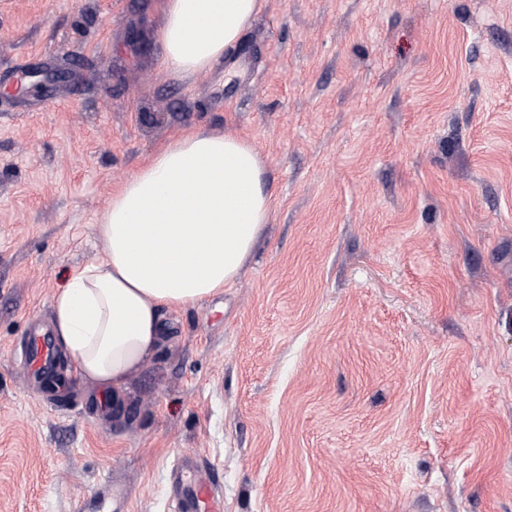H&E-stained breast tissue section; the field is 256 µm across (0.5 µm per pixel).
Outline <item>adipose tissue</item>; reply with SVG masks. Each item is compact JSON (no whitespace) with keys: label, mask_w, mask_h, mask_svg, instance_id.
Wrapping results in <instances>:
<instances>
[{"label":"adipose tissue","mask_w":512,"mask_h":512,"mask_svg":"<svg viewBox=\"0 0 512 512\" xmlns=\"http://www.w3.org/2000/svg\"><path fill=\"white\" fill-rule=\"evenodd\" d=\"M260 0H158L161 66L208 70L238 43ZM271 212L256 146L197 130L162 145L112 192L95 227L104 262L51 298V327L78 374L120 392L168 340L166 312L232 285Z\"/></svg>","instance_id":"1"}]
</instances>
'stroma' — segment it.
<instances>
[{
    "label": "stroma",
    "instance_id": "obj_1",
    "mask_svg": "<svg viewBox=\"0 0 512 512\" xmlns=\"http://www.w3.org/2000/svg\"><path fill=\"white\" fill-rule=\"evenodd\" d=\"M158 27L0 0V512H171L203 463L222 512H512V0H261L189 78ZM186 130L257 147L270 221L118 399L64 357L52 410L15 343Z\"/></svg>",
    "mask_w": 512,
    "mask_h": 512
}]
</instances>
